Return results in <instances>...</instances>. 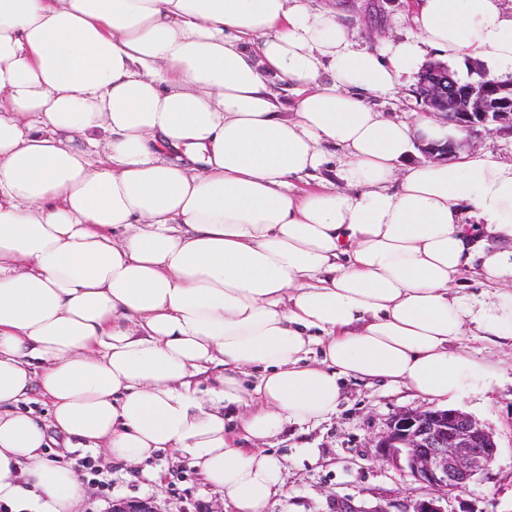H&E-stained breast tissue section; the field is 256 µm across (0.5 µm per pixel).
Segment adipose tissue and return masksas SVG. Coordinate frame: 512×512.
Listing matches in <instances>:
<instances>
[{
	"label": "adipose tissue",
	"instance_id": "1",
	"mask_svg": "<svg viewBox=\"0 0 512 512\" xmlns=\"http://www.w3.org/2000/svg\"><path fill=\"white\" fill-rule=\"evenodd\" d=\"M411 21L361 46L309 0H0L10 512H75L58 439L171 451L266 512L286 487L265 442L334 415L345 381L447 409L492 389L460 343H512V162L409 163L462 130L369 100L433 52L511 77L512 4L413 0ZM333 148L336 182L296 192ZM475 267L490 295L458 288Z\"/></svg>",
	"mask_w": 512,
	"mask_h": 512
}]
</instances>
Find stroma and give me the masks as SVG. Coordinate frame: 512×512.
<instances>
[{"instance_id":"1","label":"stroma","mask_w":512,"mask_h":512,"mask_svg":"<svg viewBox=\"0 0 512 512\" xmlns=\"http://www.w3.org/2000/svg\"><path fill=\"white\" fill-rule=\"evenodd\" d=\"M410 0H313L314 6L337 10L357 42L379 33L401 38L411 34ZM464 352L491 365L501 376L499 386L483 399H464L459 410L483 422L494 434L498 452L489 470L477 476L464 500L473 512H512V345L467 337ZM420 395L377 383L348 382L336 415L305 425L287 427L269 449L280 458L286 495L271 502L268 512H332L333 499L355 504L384 505L389 512H407L427 494L424 485L381 459L374 446L387 419L407 409L427 407ZM48 458H65L79 469L87 486L77 512H108L113 500L155 498L161 512H204L223 504L221 492L200 482L187 464L161 452L136 467L105 461L102 455L75 448H51ZM161 472V487L146 489L141 470Z\"/></svg>"}]
</instances>
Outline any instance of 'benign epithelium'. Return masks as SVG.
<instances>
[{
    "label": "benign epithelium",
    "mask_w": 512,
    "mask_h": 512,
    "mask_svg": "<svg viewBox=\"0 0 512 512\" xmlns=\"http://www.w3.org/2000/svg\"><path fill=\"white\" fill-rule=\"evenodd\" d=\"M417 99L424 112L446 124L474 134L477 128L495 125L512 134V84L462 85L448 72V65L433 62L420 73ZM464 142L423 146L434 159L455 155ZM378 455L405 469L429 493L415 501L410 512H447L450 498L459 512H472L462 494L475 477L488 470L498 451L494 434L472 415L457 409L425 408L392 415L377 436ZM110 512H159L155 500L116 499ZM332 512H389L383 506L365 508L350 500L333 501Z\"/></svg>",
    "instance_id": "7a95c632"
}]
</instances>
